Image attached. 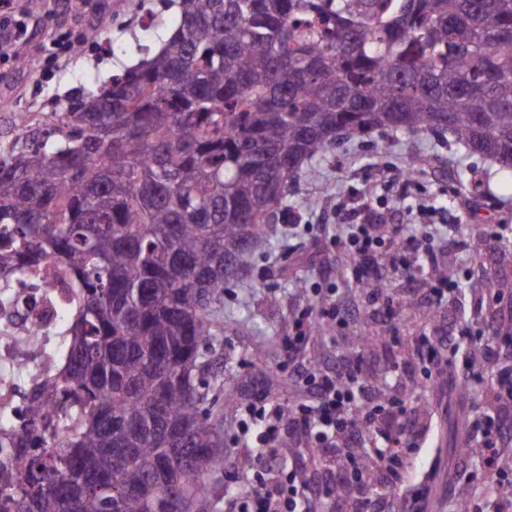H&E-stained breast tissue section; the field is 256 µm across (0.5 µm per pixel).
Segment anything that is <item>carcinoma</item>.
I'll return each instance as SVG.
<instances>
[{
  "label": "carcinoma",
  "mask_w": 512,
  "mask_h": 512,
  "mask_svg": "<svg viewBox=\"0 0 512 512\" xmlns=\"http://www.w3.org/2000/svg\"><path fill=\"white\" fill-rule=\"evenodd\" d=\"M160 51L0 145V302L50 258L65 362L0 418V512H204L226 285L336 142L435 133L512 175V0H176Z\"/></svg>",
  "instance_id": "obj_1"
}]
</instances>
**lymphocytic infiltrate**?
<instances>
[{
  "mask_svg": "<svg viewBox=\"0 0 512 512\" xmlns=\"http://www.w3.org/2000/svg\"><path fill=\"white\" fill-rule=\"evenodd\" d=\"M336 245L350 257L355 282L369 286L370 302L391 304L385 289L376 285L386 248L406 279L425 276L431 306L442 308L459 286L458 280L429 275L438 265L432 225L415 232L407 224H394L385 231L376 224H345ZM355 315V309L326 297L294 321L288 363L307 397L288 408L260 401L240 408L231 434L240 454L231 471L245 475L246 481L231 499L229 512H301L307 491L303 471L289 469L284 479L272 472L252 474L258 457L276 459L288 436L297 438L308 456L325 466L322 503L327 512H375L371 492L380 486L400 490L409 512H423L432 492L431 480L426 477L408 484L405 460L429 435L432 414H417L398 400L387 408L375 405L362 384L367 367L364 348L351 349L332 369L307 356L317 324L340 331ZM412 346L425 363V378L443 375L449 366L460 363L459 358H445L444 339L433 333L414 337ZM479 395L482 409L471 421L470 456L482 477L492 479L493 499L484 506L469 503L468 508L470 512H512V478L505 474L497 455L505 431L512 430V364L500 367L495 381L480 388Z\"/></svg>",
  "mask_w": 512,
  "mask_h": 512,
  "instance_id": "1",
  "label": "lymphocytic infiltrate"
}]
</instances>
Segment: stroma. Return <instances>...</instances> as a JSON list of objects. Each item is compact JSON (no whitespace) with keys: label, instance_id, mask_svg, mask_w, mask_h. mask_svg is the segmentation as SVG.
<instances>
[{"label":"stroma","instance_id":"1","mask_svg":"<svg viewBox=\"0 0 512 512\" xmlns=\"http://www.w3.org/2000/svg\"><path fill=\"white\" fill-rule=\"evenodd\" d=\"M15 20L27 27L23 38L7 55H0V116L39 111L44 100L69 105L77 90H93L111 73L135 64L141 49L157 50L178 21L170 0H12ZM150 30H142L143 20ZM66 40L71 49L56 53L53 44ZM418 153L431 155L432 164L407 178L403 170ZM319 176L302 175L282 205L277 234L265 245L244 281L224 290V332L213 354L224 384L213 391L226 422H233L245 398L265 391L268 402L284 407L300 398L299 387L283 364L286 342L295 315L313 302V288H336L340 300L363 304L366 291L350 280L347 263L331 246L338 221L355 224H409L411 209L429 206L434 224L447 226L437 242L439 263L450 268L462 286L455 306L437 310L421 300H408L405 281L384 268L381 282L398 311L395 325L401 345L390 343L380 310L366 308L344 335L331 328L319 331L309 350L312 359L335 363L356 345L371 339L369 382L382 384L394 361L407 364L396 390L408 405L431 409L433 430L422 448L408 460L410 481L430 469L439 476H456L471 467L463 449L469 418L479 406L477 396L465 393L462 380L441 385L422 380L420 363L409 349L410 340L423 332L447 330L449 318L486 330L483 319L471 316L470 294L499 288L512 292V191L498 187L496 163L468 153L455 144L428 134L410 138L388 133L378 141L356 140L337 146L334 155L317 161ZM362 204V213L337 219L336 205L344 195ZM493 228L498 238L480 249L455 250L453 240L472 239L475 232ZM279 381L267 390V377Z\"/></svg>","mask_w":512,"mask_h":512}]
</instances>
